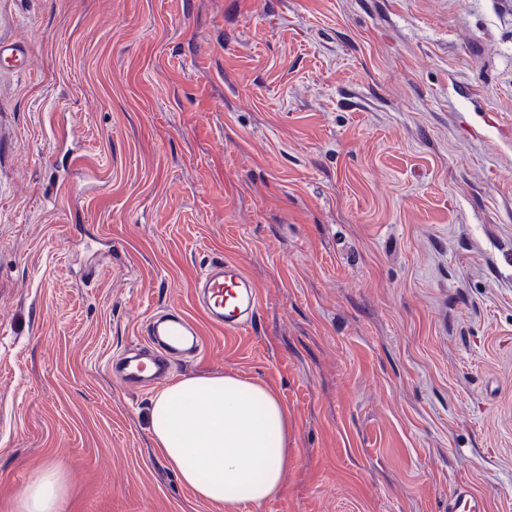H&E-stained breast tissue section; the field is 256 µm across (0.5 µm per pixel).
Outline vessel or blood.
I'll return each instance as SVG.
<instances>
[{"instance_id": "vessel-or-blood-1", "label": "vessel or blood", "mask_w": 512, "mask_h": 512, "mask_svg": "<svg viewBox=\"0 0 512 512\" xmlns=\"http://www.w3.org/2000/svg\"><path fill=\"white\" fill-rule=\"evenodd\" d=\"M28 46L0 39V68L22 73L31 66ZM197 305L214 323L237 331L251 324L260 307L259 293L241 266L231 261L209 265L195 282ZM144 333L148 352L127 351L113 359L111 368L124 386L134 390L170 379L178 359L199 354L203 345L193 323L166 309L151 315ZM448 512H487L485 499L469 483H456L448 496Z\"/></svg>"}]
</instances>
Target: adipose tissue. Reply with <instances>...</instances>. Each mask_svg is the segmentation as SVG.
Returning <instances> with one entry per match:
<instances>
[{
    "mask_svg": "<svg viewBox=\"0 0 512 512\" xmlns=\"http://www.w3.org/2000/svg\"><path fill=\"white\" fill-rule=\"evenodd\" d=\"M151 430L165 461L198 498L228 505L276 497L288 469V411L264 385L232 374L179 380L155 396ZM62 465L19 492L18 512H59Z\"/></svg>",
    "mask_w": 512,
    "mask_h": 512,
    "instance_id": "adipose-tissue-1",
    "label": "adipose tissue"
}]
</instances>
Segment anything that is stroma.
<instances>
[{
  "label": "stroma",
  "mask_w": 512,
  "mask_h": 512,
  "mask_svg": "<svg viewBox=\"0 0 512 512\" xmlns=\"http://www.w3.org/2000/svg\"><path fill=\"white\" fill-rule=\"evenodd\" d=\"M0 512H512V0H0ZM254 321L175 379L288 410L262 504L199 499L107 369L204 265ZM31 53L28 46L18 41L0 39V65L2 70L22 73L31 66ZM64 489L63 466L47 467L19 491L15 512H58ZM485 499L467 482H457L448 494L447 512H486Z\"/></svg>",
  "instance_id": "1"
}]
</instances>
